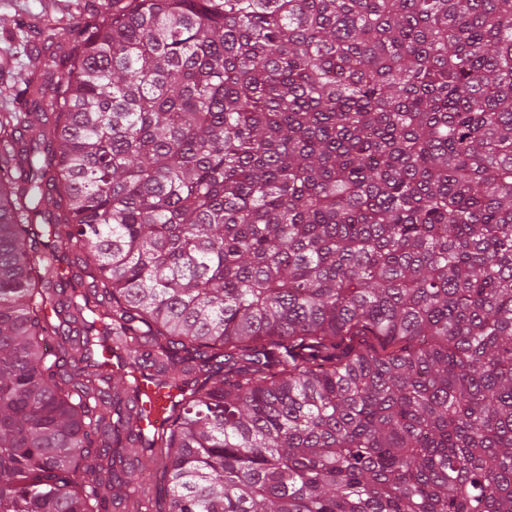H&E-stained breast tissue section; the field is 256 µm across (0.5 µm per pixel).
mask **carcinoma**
Instances as JSON below:
<instances>
[{
    "label": "carcinoma",
    "instance_id": "1",
    "mask_svg": "<svg viewBox=\"0 0 512 512\" xmlns=\"http://www.w3.org/2000/svg\"><path fill=\"white\" fill-rule=\"evenodd\" d=\"M59 22L0 58V512H512V0ZM145 386L151 397V403L147 405L150 410L149 421L153 427L158 428L161 425L162 409L169 404L168 393L172 390L157 388L150 383H145Z\"/></svg>",
    "mask_w": 512,
    "mask_h": 512
}]
</instances>
